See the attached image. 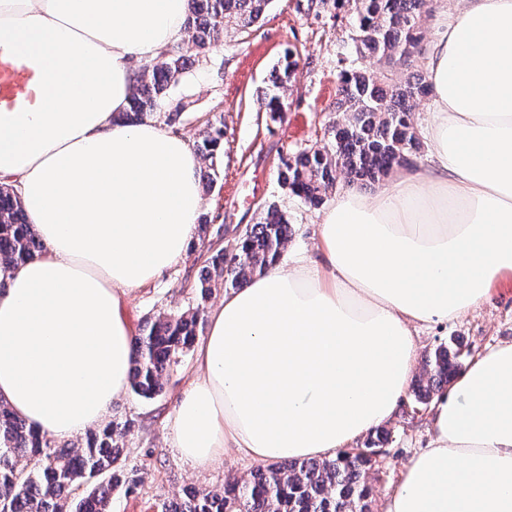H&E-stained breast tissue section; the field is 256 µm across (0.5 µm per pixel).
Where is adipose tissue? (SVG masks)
I'll use <instances>...</instances> for the list:
<instances>
[{
	"instance_id": "1",
	"label": "adipose tissue",
	"mask_w": 512,
	"mask_h": 512,
	"mask_svg": "<svg viewBox=\"0 0 512 512\" xmlns=\"http://www.w3.org/2000/svg\"><path fill=\"white\" fill-rule=\"evenodd\" d=\"M423 65L429 160L373 194L340 186L317 253L212 309L170 417L208 466L327 459L387 422L418 327L460 318L512 274V0H436ZM188 0H0V45L38 89L0 112V179L44 246L0 268V402L69 440L128 389L127 291L182 260L203 208L200 160L150 119L117 123L136 60L184 41ZM433 439L384 512H512V341L477 355L431 406Z\"/></svg>"
}]
</instances>
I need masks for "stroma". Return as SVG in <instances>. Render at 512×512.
<instances>
[{"mask_svg": "<svg viewBox=\"0 0 512 512\" xmlns=\"http://www.w3.org/2000/svg\"><path fill=\"white\" fill-rule=\"evenodd\" d=\"M298 61L296 76L283 90L285 112L274 121L257 96L285 52ZM350 16L311 8L309 0H271L262 18L247 30L228 28L223 45L214 47L173 89L185 105L171 132L195 142L205 122H224V154L216 185L204 192L203 215L210 220L204 239H193L185 259L151 284L126 294L124 307L132 330L163 312L187 308L195 301V283L209 248H233L249 225L258 223L266 206L283 211L290 224L288 248L314 249L321 211L304 205L277 179L282 156L327 142L335 116L337 73L352 60ZM460 340L461 363L504 340H512V279L497 283L474 312L451 322L420 328L419 350L428 352ZM195 375V353L187 351L168 377L162 395L147 400L126 393L112 406L109 418L130 422L124 434L122 464L138 483L112 498V512H161L164 502L183 489L219 488L227 476L248 477L257 461L237 453L197 467L172 446L169 418L178 398ZM390 433L384 453L369 472L374 488L371 512H383L400 484L403 465L432 438L429 408L406 395L386 425Z\"/></svg>", "mask_w": 512, "mask_h": 512, "instance_id": "obj_1", "label": "stroma"}]
</instances>
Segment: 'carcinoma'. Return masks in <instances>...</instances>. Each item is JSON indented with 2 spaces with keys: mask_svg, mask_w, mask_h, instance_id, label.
<instances>
[{
  "mask_svg": "<svg viewBox=\"0 0 512 512\" xmlns=\"http://www.w3.org/2000/svg\"><path fill=\"white\" fill-rule=\"evenodd\" d=\"M271 0H189L187 47H170L162 60L144 68L121 116L140 120L151 113L165 121L181 118L183 105L172 89L186 79L196 58L224 37L231 25L245 30L263 16ZM423 0H311L320 9L349 11L354 51L377 66H344L337 75L336 122L330 142L305 147L281 159L279 180L292 195L318 207L342 183L367 185L394 168L414 163L422 141L414 122L419 102L431 95L422 64ZM274 91L264 96L272 119L283 112L284 87L297 71L285 55ZM224 144V125L207 121L195 152L206 163V186L213 187ZM288 220L275 206L239 238L235 251L209 249L197 287V303L163 313L134 336L130 388L140 397L162 394L163 378L194 344L203 325L204 303L217 286L238 288L277 263L288 242ZM42 253L19 196L0 185V263L17 266ZM461 344L439 346L424 356L413 394L428 404L459 371ZM127 425L108 423L86 434L80 447L58 445L28 427L0 403V512H112V493L136 484L120 465V438ZM365 456L337 454L323 460H284L258 467L247 479H227L222 490L194 489L162 512H368L373 487Z\"/></svg>",
  "mask_w": 512,
  "mask_h": 512,
  "instance_id": "1",
  "label": "carcinoma"
}]
</instances>
